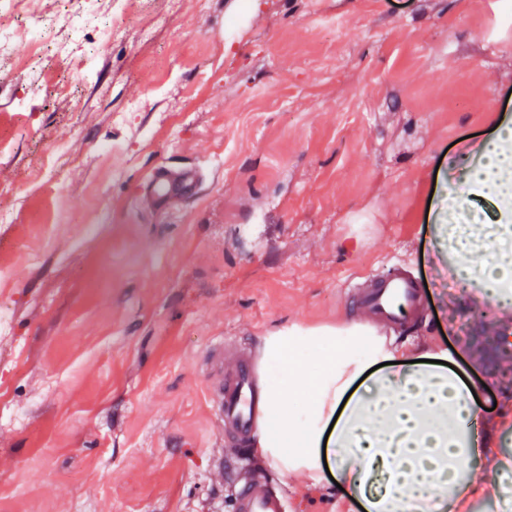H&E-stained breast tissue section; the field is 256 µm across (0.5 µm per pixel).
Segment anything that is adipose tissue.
I'll use <instances>...</instances> for the list:
<instances>
[{"mask_svg":"<svg viewBox=\"0 0 512 512\" xmlns=\"http://www.w3.org/2000/svg\"><path fill=\"white\" fill-rule=\"evenodd\" d=\"M512 120L500 119L491 137L479 150V159L470 165L461 185L448 190V219L465 221V190L477 188L481 198L512 209ZM448 249L456 261L451 272L462 287L475 281L485 284L482 298L502 313L512 311V255L491 254L479 230L449 240ZM315 383L311 403L312 423L302 426L282 416L285 397L294 396L304 383L299 368H289L278 388L266 394V423L255 452L280 471L304 470L313 487L323 484V459H332L336 480L346 495L362 503L366 512H443L446 504L459 500L470 486L467 462L471 453L463 423L478 411L470 388L439 369L406 371L407 358L399 348L370 347L366 355L337 358L327 352ZM386 362L382 371H373L377 362ZM371 383L360 394H348L349 385L363 372ZM330 419L329 435L319 427ZM512 431V401L505 403L496 425L487 427L482 442L484 457L495 463L492 490L503 498L502 479L512 471V457L499 448V434Z\"/></svg>","mask_w":512,"mask_h":512,"instance_id":"ef3b65f1","label":"adipose tissue"}]
</instances>
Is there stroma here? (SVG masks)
Here are the masks:
<instances>
[{"label": "stroma", "mask_w": 512, "mask_h": 512, "mask_svg": "<svg viewBox=\"0 0 512 512\" xmlns=\"http://www.w3.org/2000/svg\"><path fill=\"white\" fill-rule=\"evenodd\" d=\"M94 10L75 33L62 0H0V29H51L0 70V512H236L255 471L288 512H363L220 435L210 351L299 328L354 354L340 286L394 258L427 313L392 338L448 350L482 436L512 397V345L483 344L512 317L450 286L435 228L449 172L512 116V23L488 0ZM162 165L200 172L175 212L144 198Z\"/></svg>", "instance_id": "obj_1"}]
</instances>
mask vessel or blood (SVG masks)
Masks as SVG:
<instances>
[{"label":"vessel or blood","mask_w":512,"mask_h":512,"mask_svg":"<svg viewBox=\"0 0 512 512\" xmlns=\"http://www.w3.org/2000/svg\"><path fill=\"white\" fill-rule=\"evenodd\" d=\"M196 187L193 172L163 167L154 171L149 183L155 203L168 211L179 207ZM343 288L356 294L361 312L356 325L365 336L374 335L381 326L412 320L423 309L422 290L408 267L399 261L392 262L385 275L348 281ZM229 352L235 355V368L211 384V411L221 431L243 438L259 430L264 422L256 389L264 375L265 362L255 351L234 352L232 344L224 340L212 351V363L223 364ZM238 512H288V501L257 479L240 493Z\"/></svg>","instance_id":"b4317fda"}]
</instances>
